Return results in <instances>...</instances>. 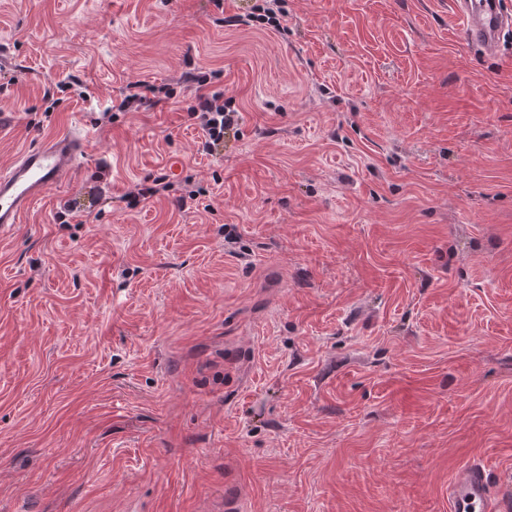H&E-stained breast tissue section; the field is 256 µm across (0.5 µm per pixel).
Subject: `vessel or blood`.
Returning a JSON list of instances; mask_svg holds the SVG:
<instances>
[{"label": "vessel or blood", "mask_w": 512, "mask_h": 512, "mask_svg": "<svg viewBox=\"0 0 512 512\" xmlns=\"http://www.w3.org/2000/svg\"><path fill=\"white\" fill-rule=\"evenodd\" d=\"M455 9L465 39L484 53H498L512 33V8L506 0H455ZM87 148L85 133L67 131L24 150L0 170V234L13 230L49 187L70 177ZM448 501L452 512H512V501L492 492L479 462L454 476Z\"/></svg>", "instance_id": "b4317fda"}]
</instances>
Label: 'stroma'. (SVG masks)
<instances>
[{"mask_svg":"<svg viewBox=\"0 0 512 512\" xmlns=\"http://www.w3.org/2000/svg\"><path fill=\"white\" fill-rule=\"evenodd\" d=\"M262 2L0 0V167L90 137L0 237V512H449L474 460L512 496V39L455 0L225 25ZM191 63L242 114L211 154ZM131 81L173 96L111 112ZM174 165L189 209L128 206ZM465 39L485 54L499 52L512 31V10L505 0H456Z\"/></svg>","mask_w":512,"mask_h":512,"instance_id":"1","label":"stroma"}]
</instances>
